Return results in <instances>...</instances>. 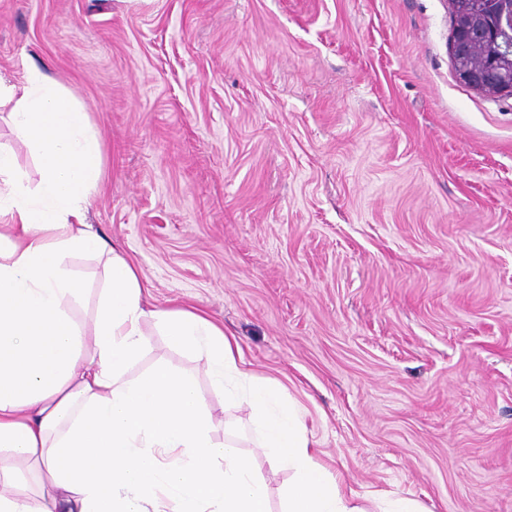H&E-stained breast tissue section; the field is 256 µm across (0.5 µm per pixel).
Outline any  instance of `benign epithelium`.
I'll use <instances>...</instances> for the list:
<instances>
[{
	"label": "benign epithelium",
	"mask_w": 512,
	"mask_h": 512,
	"mask_svg": "<svg viewBox=\"0 0 512 512\" xmlns=\"http://www.w3.org/2000/svg\"><path fill=\"white\" fill-rule=\"evenodd\" d=\"M456 77L486 95L512 96V0H449Z\"/></svg>",
	"instance_id": "1"
}]
</instances>
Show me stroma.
Returning <instances> with one entry per match:
<instances>
[{
  "label": "stroma",
  "mask_w": 512,
  "mask_h": 512,
  "mask_svg": "<svg viewBox=\"0 0 512 512\" xmlns=\"http://www.w3.org/2000/svg\"><path fill=\"white\" fill-rule=\"evenodd\" d=\"M447 0H0V74L36 66L102 144L87 223L149 307L204 314L305 413L316 459L426 512H512V96L452 67ZM73 320L90 329L102 262ZM128 369L192 375L159 325Z\"/></svg>",
  "instance_id": "stroma-1"
}]
</instances>
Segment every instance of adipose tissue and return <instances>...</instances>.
Listing matches in <instances>:
<instances>
[{
    "mask_svg": "<svg viewBox=\"0 0 512 512\" xmlns=\"http://www.w3.org/2000/svg\"><path fill=\"white\" fill-rule=\"evenodd\" d=\"M37 160L30 192L0 146V512H269L250 456L215 443L187 375L159 367L125 380L160 325L204 360L224 398L246 396L270 466L291 474L285 512H368L314 457L303 411L271 380L249 375L223 329L185 309L149 308L137 269L86 224L102 149L74 96L39 70L0 77V107ZM105 260L108 286L91 331L71 312L81 284L67 265Z\"/></svg>",
    "mask_w": 512,
    "mask_h": 512,
    "instance_id": "1",
    "label": "adipose tissue"
}]
</instances>
